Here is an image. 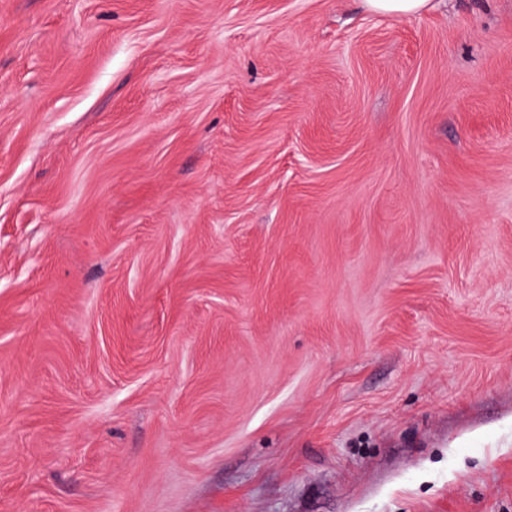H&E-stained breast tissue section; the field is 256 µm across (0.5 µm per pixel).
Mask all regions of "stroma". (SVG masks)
Returning <instances> with one entry per match:
<instances>
[{
    "instance_id": "stroma-1",
    "label": "stroma",
    "mask_w": 512,
    "mask_h": 512,
    "mask_svg": "<svg viewBox=\"0 0 512 512\" xmlns=\"http://www.w3.org/2000/svg\"><path fill=\"white\" fill-rule=\"evenodd\" d=\"M0 512H512V0H0ZM367 8L377 14L413 15L425 9L429 0H365Z\"/></svg>"
}]
</instances>
